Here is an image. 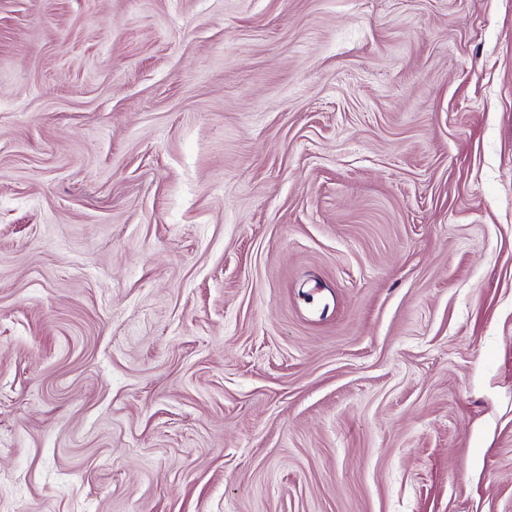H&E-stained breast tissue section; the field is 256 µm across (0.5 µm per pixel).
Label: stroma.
Listing matches in <instances>:
<instances>
[{"label": "stroma", "mask_w": 512, "mask_h": 512, "mask_svg": "<svg viewBox=\"0 0 512 512\" xmlns=\"http://www.w3.org/2000/svg\"><path fill=\"white\" fill-rule=\"evenodd\" d=\"M0 512H512V0H0Z\"/></svg>", "instance_id": "1"}]
</instances>
